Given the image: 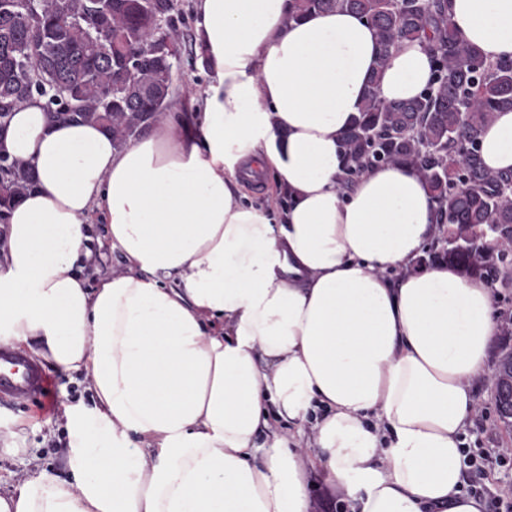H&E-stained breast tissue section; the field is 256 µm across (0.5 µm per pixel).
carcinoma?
I'll return each instance as SVG.
<instances>
[{
  "label": "carcinoma",
  "instance_id": "obj_1",
  "mask_svg": "<svg viewBox=\"0 0 512 512\" xmlns=\"http://www.w3.org/2000/svg\"><path fill=\"white\" fill-rule=\"evenodd\" d=\"M176 0H0V122L34 96L54 121L100 124L120 147L168 112L181 60ZM346 10L370 25L378 65L404 41L425 38L433 79L418 97L381 98L371 82L343 134L349 188L380 164H407L426 179L436 232L421 261L512 288V171L483 166L479 142L495 113L512 109V59L491 62L459 39L448 0H295L288 21ZM34 184L31 167L0 154V224ZM497 228L493 259L474 238Z\"/></svg>",
  "mask_w": 512,
  "mask_h": 512
}]
</instances>
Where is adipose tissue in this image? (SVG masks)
I'll use <instances>...</instances> for the list:
<instances>
[{
    "label": "adipose tissue",
    "instance_id": "1",
    "mask_svg": "<svg viewBox=\"0 0 512 512\" xmlns=\"http://www.w3.org/2000/svg\"><path fill=\"white\" fill-rule=\"evenodd\" d=\"M205 89L126 147L33 98L0 152L34 187L0 237V343L84 374L63 408L72 480L34 472L0 512H310L320 470L352 512H484L462 437L498 331L486 281L419 265L428 185L381 165L341 187L340 140L378 43L345 11L286 24L293 0H194ZM459 36L512 59V0H448ZM432 78L425 40L392 52L382 98ZM512 169V111L484 129ZM272 180L283 210L243 179ZM100 213L122 271L91 283Z\"/></svg>",
    "mask_w": 512,
    "mask_h": 512
}]
</instances>
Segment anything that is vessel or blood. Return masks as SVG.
Here are the masks:
<instances>
[{"label": "vessel or blood", "instance_id": "b4317fda", "mask_svg": "<svg viewBox=\"0 0 512 512\" xmlns=\"http://www.w3.org/2000/svg\"><path fill=\"white\" fill-rule=\"evenodd\" d=\"M47 378L40 363L26 352L0 345V399L25 400L44 395Z\"/></svg>", "mask_w": 512, "mask_h": 512}]
</instances>
